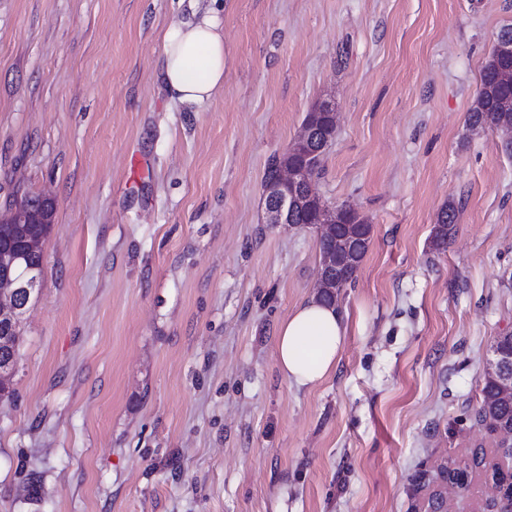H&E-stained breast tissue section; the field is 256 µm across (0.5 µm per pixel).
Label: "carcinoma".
<instances>
[{"label":"carcinoma","instance_id":"1","mask_svg":"<svg viewBox=\"0 0 512 512\" xmlns=\"http://www.w3.org/2000/svg\"><path fill=\"white\" fill-rule=\"evenodd\" d=\"M512 73V54L509 53H491L481 71L480 90L467 115V125L469 128H498L512 127V112L499 111V101L504 98L512 97V81L502 79V74ZM304 121L311 122L315 127L313 149L318 151L328 145V140L332 139L336 132L332 120L317 112V107H312V111L307 113ZM305 150L301 146L289 149L280 156L272 158L268 165L266 180L275 178L278 171L283 167H295L304 162ZM33 207L41 209L54 216V205L51 201L43 199L38 195H26L21 200L16 201L5 207L3 218L19 208ZM324 204L317 195L307 194L304 201L295 211L294 222L297 224H312L317 220ZM341 213L338 219L344 224L343 233L336 236V254L344 255L346 237L348 236H366L372 234L371 224L358 213L350 211L345 207H340ZM459 213L458 204L453 199L438 213L436 222L432 230L433 249L440 251L448 244V239L452 235L454 224H456ZM11 245L24 253L19 262V269L29 270V274L38 278H43V257L42 254L30 251L24 242V237L14 231V225L7 222H0V244ZM483 400L479 406L476 419L488 431L494 432L501 426L512 423V394L506 395L498 385V381L493 373L486 372L484 377V386L482 389ZM492 476L498 483L506 486V492L501 499V512H508L512 508V473L505 474L499 465H492Z\"/></svg>","mask_w":512,"mask_h":512}]
</instances>
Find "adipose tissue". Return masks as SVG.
I'll return each instance as SVG.
<instances>
[{"label":"adipose tissue","mask_w":512,"mask_h":512,"mask_svg":"<svg viewBox=\"0 0 512 512\" xmlns=\"http://www.w3.org/2000/svg\"><path fill=\"white\" fill-rule=\"evenodd\" d=\"M163 87L172 99L200 106L224 90V28L209 10L195 21L169 26L163 36ZM346 328L335 308L302 303L279 327L276 358L288 382L314 386L335 369Z\"/></svg>","instance_id":"ef3b65f1"}]
</instances>
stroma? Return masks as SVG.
Here are the masks:
<instances>
[{
  "mask_svg": "<svg viewBox=\"0 0 512 512\" xmlns=\"http://www.w3.org/2000/svg\"><path fill=\"white\" fill-rule=\"evenodd\" d=\"M213 8L224 90L170 99L161 36ZM512 0H0V207L55 203L0 400V512H411L444 462L457 512L512 471L475 418L512 334V150L468 111ZM313 183L373 227L313 388L276 361L319 237L266 221L306 113ZM462 203L443 251L448 199ZM459 213L458 204L454 199L448 200V203L438 213L436 222L432 230L433 249L440 251L448 244V239L452 235L454 224H456ZM466 469H467V467H464V468L457 467L454 469H448L447 465H443L439 468L437 478H439L441 480V482H444V481L448 482V479L457 480L459 482H462V485H463L465 482V478L467 476ZM448 487L461 489L462 486L460 484L448 482L447 495L445 496V498L443 499L442 504H441L442 512L454 511L453 507H452V502H451L450 498L448 497Z\"/></svg>",
  "mask_w": 512,
  "mask_h": 512,
  "instance_id": "35a3bbf8",
  "label": "stroma"
}]
</instances>
